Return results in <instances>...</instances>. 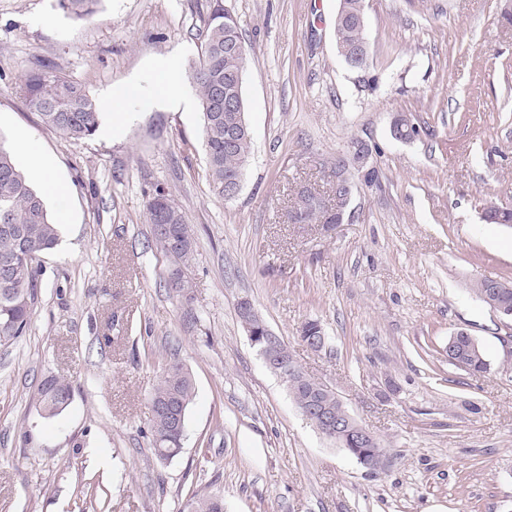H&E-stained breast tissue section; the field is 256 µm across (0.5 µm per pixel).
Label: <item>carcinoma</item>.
Instances as JSON below:
<instances>
[{"mask_svg": "<svg viewBox=\"0 0 512 512\" xmlns=\"http://www.w3.org/2000/svg\"><path fill=\"white\" fill-rule=\"evenodd\" d=\"M56 7L66 16L85 21L97 13L103 0H55ZM365 0H340L334 19L336 45L349 50L344 61L358 81L370 83L373 57L365 35ZM200 55L191 66L189 79L195 88L200 112L203 116V133L207 167L213 191L224 196V186L231 179L244 175L245 166L252 153V136L248 126L239 127L234 143L225 141V126L232 114L217 102L216 88L228 90L246 105L244 94L245 57L231 50L230 45L244 42L241 24L234 11L224 6V0H210L209 13L201 33ZM20 91L27 108L38 114L47 128L63 135L75 144L93 136L99 126L100 107L84 87L62 75L50 64L24 76ZM334 171L340 173L348 185H353L354 174L362 175L366 182L376 177L374 169L360 168L354 155L336 159ZM304 219L312 224H334L336 216L329 215L321 202L310 197L302 200ZM147 223L151 224L157 248L168 258L170 270L180 273L194 252L192 229L183 212L162 188L155 189L147 204ZM483 220L487 224H512V209L490 203L484 208ZM58 242V225L55 224L43 196L30 184L26 173L18 165L14 151L0 140V261L16 260V266L5 272L0 267V347L17 344L30 327L39 299V265H29L23 256L45 254ZM498 306L490 310L501 317L512 318V281L503 280ZM476 376L488 371L489 363L482 348L471 347L470 337H448V362ZM288 386L294 402L302 403L311 396L312 388L319 382L287 372L280 376ZM195 396L191 373L178 361L166 365L158 384L148 400L151 413L150 434L155 456L168 460L177 456L184 435L171 416L162 408L185 411ZM72 399L71 385L55 377L47 378L39 390V402L48 418L61 414ZM385 456L382 445L365 457L355 456L356 461L374 471L381 468ZM188 512H224V500L218 494L195 495L187 504Z\"/></svg>", "mask_w": 512, "mask_h": 512, "instance_id": "carcinoma-1", "label": "carcinoma"}]
</instances>
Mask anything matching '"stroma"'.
<instances>
[{"mask_svg": "<svg viewBox=\"0 0 512 512\" xmlns=\"http://www.w3.org/2000/svg\"><path fill=\"white\" fill-rule=\"evenodd\" d=\"M226 3L248 49L253 142L229 201L210 186L188 81L208 0H103L83 22L55 0H0V136L70 187L31 326L0 349V512H186L209 493L224 512H512V321L473 292L512 280V227L481 220L486 201L512 206V0H366L369 87L336 51L338 0ZM172 55L179 108L153 100L154 65ZM44 62L103 125L113 90L137 82L130 120L79 145L45 128L19 91ZM399 115L420 135L395 138ZM356 140L378 177H355L346 220L289 223L296 188L328 190ZM158 187L194 231L183 294L145 218ZM244 298L383 442L381 469L305 420L251 346ZM311 319L329 337L318 352L298 340ZM461 329L486 373L449 363ZM173 360L195 398L182 452L161 462L148 397ZM51 376L73 399L46 418Z\"/></svg>", "mask_w": 512, "mask_h": 512, "instance_id": "35a3bbf8", "label": "stroma"}]
</instances>
